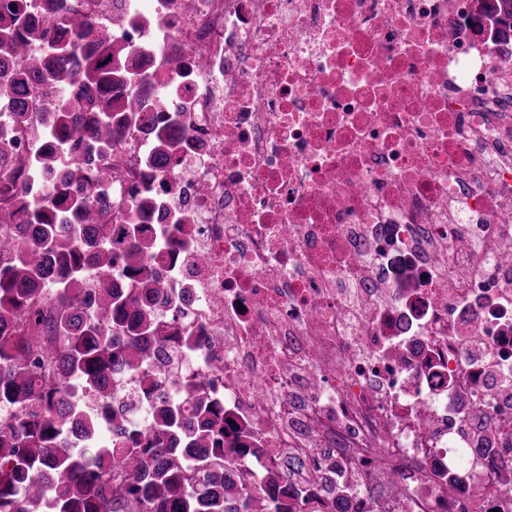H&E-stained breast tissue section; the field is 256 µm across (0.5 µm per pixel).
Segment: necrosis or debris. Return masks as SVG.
<instances>
[{
    "instance_id": "1",
    "label": "necrosis or debris",
    "mask_w": 512,
    "mask_h": 512,
    "mask_svg": "<svg viewBox=\"0 0 512 512\" xmlns=\"http://www.w3.org/2000/svg\"><path fill=\"white\" fill-rule=\"evenodd\" d=\"M89 6L145 71V90L122 95L152 118L114 148L104 221L139 223L134 197L158 189L164 278L194 300L162 309L167 381L178 395L195 376L223 402L241 480L258 484L279 448L308 460L296 479L307 512H330L318 482L330 471L354 512H372L358 485L374 474L406 490L386 512H512L501 429L512 405L497 387L512 381V265L494 258L512 223V26L500 0ZM57 95L40 85L10 126L14 166L28 167ZM171 118L162 173L151 146ZM464 224L482 251L449 250ZM367 244L387 289H362L349 321L338 285L358 280ZM467 261V280L434 275ZM187 334L201 341L190 357ZM477 405L496 430L488 452L468 429Z\"/></svg>"
}]
</instances>
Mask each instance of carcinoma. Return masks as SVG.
Returning a JSON list of instances; mask_svg holds the SVG:
<instances>
[{"label": "carcinoma", "mask_w": 512, "mask_h": 512, "mask_svg": "<svg viewBox=\"0 0 512 512\" xmlns=\"http://www.w3.org/2000/svg\"><path fill=\"white\" fill-rule=\"evenodd\" d=\"M56 4V25L38 31L22 26L26 0L0 2V47L27 55L33 42H53L30 58L33 81L0 75V104L22 123L42 81L98 87L91 110L65 99L43 119L51 142L93 139L97 167L47 153L43 173L61 186L0 237V406L14 411L0 421V512H305L289 482L306 472L304 456L268 448L258 486L240 484L224 460V405L192 381L182 401L166 391L156 365L168 337L152 306L164 259L147 224L102 233L114 145L130 119L150 120L116 92L142 78L76 0ZM173 156L171 131L157 133L154 168ZM118 375L137 378L150 422L125 418ZM177 440L192 456L168 449ZM320 483L336 494L334 512H351L335 473Z\"/></svg>", "instance_id": "cac0c4a2"}]
</instances>
